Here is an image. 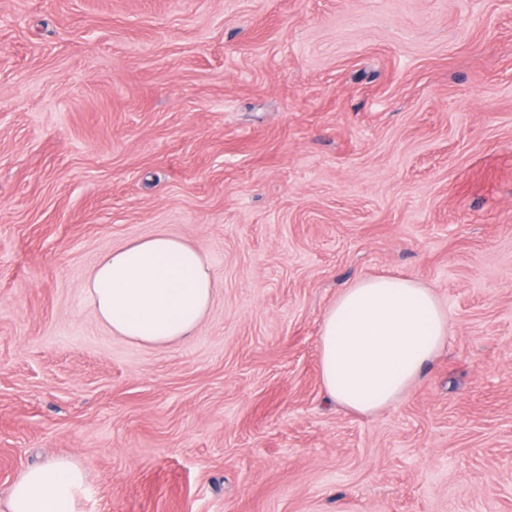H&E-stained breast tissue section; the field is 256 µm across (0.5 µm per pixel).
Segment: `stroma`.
Returning <instances> with one entry per match:
<instances>
[{
  "mask_svg": "<svg viewBox=\"0 0 512 512\" xmlns=\"http://www.w3.org/2000/svg\"><path fill=\"white\" fill-rule=\"evenodd\" d=\"M209 263L192 336L113 335L107 252ZM408 277L444 348L371 415L323 315ZM80 512H512V0H0V495ZM83 470L66 459L29 468L6 492V512H77Z\"/></svg>",
  "mask_w": 512,
  "mask_h": 512,
  "instance_id": "obj_1",
  "label": "stroma"
}]
</instances>
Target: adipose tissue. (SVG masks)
<instances>
[{
  "instance_id": "ef3b65f1",
  "label": "adipose tissue",
  "mask_w": 512,
  "mask_h": 512,
  "mask_svg": "<svg viewBox=\"0 0 512 512\" xmlns=\"http://www.w3.org/2000/svg\"><path fill=\"white\" fill-rule=\"evenodd\" d=\"M208 262L166 233L135 239L91 270L86 297L112 334L164 346L191 335L214 297ZM447 311L430 289L400 276L345 288L325 311L319 375L327 395L372 413L400 400L443 347ZM83 470L56 459L24 471L6 492V512H78Z\"/></svg>"
}]
</instances>
